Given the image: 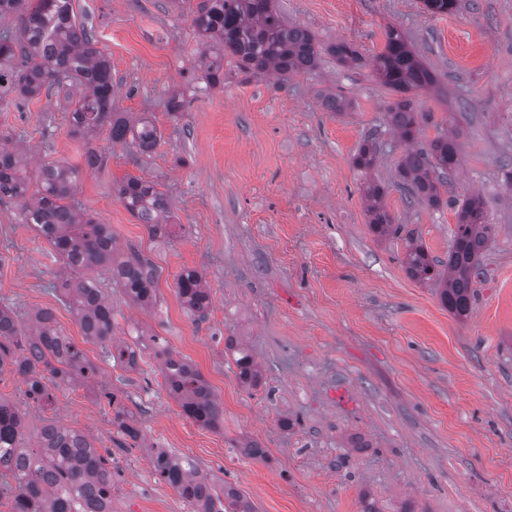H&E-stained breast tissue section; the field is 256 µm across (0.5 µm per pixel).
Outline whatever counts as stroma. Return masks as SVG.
Segmentation results:
<instances>
[{
	"mask_svg": "<svg viewBox=\"0 0 512 512\" xmlns=\"http://www.w3.org/2000/svg\"><path fill=\"white\" fill-rule=\"evenodd\" d=\"M199 0H75L110 58L114 107L148 117L161 132L148 154L70 132L66 94L0 110V133L42 163L78 166L74 202L110 225L118 253L138 251L158 273L157 301L143 309L95 278L112 302L114 345H135L132 329L162 338L190 360L224 411L209 429L183 414L164 387L161 362L144 351L136 369L115 365L87 340L60 289L68 273L49 243L25 224L22 203L0 200V304L24 331L51 310L58 328L97 368L96 387L49 382L53 401L34 403L22 379L0 371V398L24 415L25 443L56 422L110 451L115 512H192L154 473L165 448L229 482L255 512H512V0H458L449 14L422 0H275L284 23L321 44L354 43L369 61L400 29L436 75L418 99L427 118L420 145L459 136L461 164L434 209L410 202L398 174L406 146L385 125L393 95L367 64L322 55L283 86L224 60V84L206 88L197 63L204 45L192 26ZM187 101L180 120L167 104ZM339 93L343 114L322 98ZM381 146L361 175L353 157L369 133ZM95 149L101 167L85 166ZM155 182L169 198L175 234L151 238L114 193L126 176ZM385 189L401 235L377 238L363 186ZM479 195L494 234L473 282L471 309L457 319L436 285L410 279L408 241L447 262L455 212ZM185 268L211 288L204 319L175 293ZM242 340L263 371L241 386L228 339ZM115 403H108L107 393ZM125 408L140 431L131 443L115 420ZM254 443L264 454H244Z\"/></svg>",
	"mask_w": 512,
	"mask_h": 512,
	"instance_id": "35a3bbf8",
	"label": "stroma"
}]
</instances>
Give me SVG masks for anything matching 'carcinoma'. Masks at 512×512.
<instances>
[{
    "mask_svg": "<svg viewBox=\"0 0 512 512\" xmlns=\"http://www.w3.org/2000/svg\"><path fill=\"white\" fill-rule=\"evenodd\" d=\"M74 2L0 0V109L44 90L79 87L81 93L70 118L73 136L84 138L104 128L114 144L129 142L143 153L153 150L160 134L150 119L132 122L112 111L110 59L97 47L94 28L78 20ZM424 5L432 15L449 14L456 8V0H424ZM193 26L205 44L199 65L211 88L224 85L226 52L236 57L240 71L259 76L272 72L283 82L315 69L321 54L311 32L282 23L273 0H200L193 12ZM328 51L343 65H357L362 60L358 50L345 41L329 46ZM372 67L382 83L397 94L388 106L387 122L408 145L400 177L412 197L438 206L440 178L454 174L460 165L457 137L440 135L422 148L413 147L423 118L413 95L433 88L435 77L394 27L387 30L384 48L373 57ZM376 161V144L367 139L354 155L353 164L365 172ZM78 174L73 166L47 162L39 170L37 189L31 195L22 159L0 146V197L25 201V222L52 244L71 272L79 274L64 280L63 291L84 336L107 344L112 341V302L82 273L106 270L112 283L141 307L156 301V274L151 260L136 251L116 256L109 226L96 223L69 203ZM115 192L151 237L174 234L169 199L156 184L127 176L116 184ZM364 194L373 232L379 237L398 233L400 227L393 224L383 203L384 189L369 183ZM491 238L492 224L483 203L472 196L456 211L448 270H438L425 248L411 243L405 256L406 273L418 282L438 284L444 306L464 318L470 311L473 279L479 275L478 258ZM175 289L191 314H206L211 294L201 272L184 269L175 280ZM35 322V333L26 337L14 312L0 308V368L12 365L24 378L28 396L47 405L51 394L46 375L87 381L96 377L97 369L56 327L51 312H37ZM226 348L234 351L241 384L258 386L262 370L251 351L232 339L227 340ZM162 354L169 395L186 416L204 427L218 428L223 411L200 371L168 350ZM111 357L129 369L137 366V352L128 346L116 349ZM23 428L20 411L0 399V458L24 462L18 471L0 472V498L11 500V512H84L86 507L112 512V467L85 434L49 423L41 431L39 446L28 448ZM152 462L155 474L190 502L193 512H218L224 502L233 512H254L230 483L215 487L208 477L199 475L188 458L160 448Z\"/></svg>",
    "mask_w": 512,
    "mask_h": 512,
    "instance_id": "cac0c4a2",
    "label": "carcinoma"
}]
</instances>
